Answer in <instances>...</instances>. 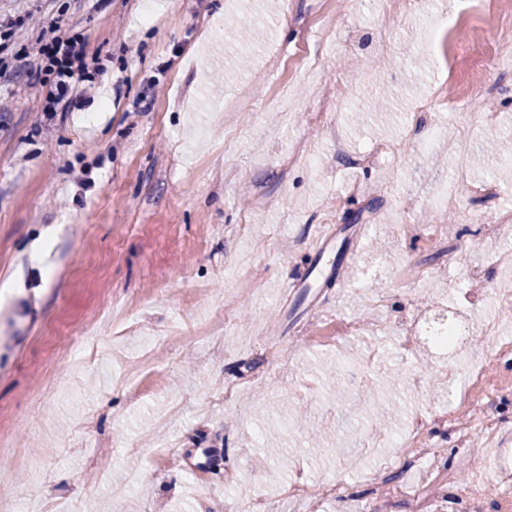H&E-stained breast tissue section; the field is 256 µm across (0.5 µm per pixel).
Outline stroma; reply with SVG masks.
<instances>
[{"instance_id": "obj_1", "label": "stroma", "mask_w": 512, "mask_h": 512, "mask_svg": "<svg viewBox=\"0 0 512 512\" xmlns=\"http://www.w3.org/2000/svg\"><path fill=\"white\" fill-rule=\"evenodd\" d=\"M449 12L477 41L512 28V0H422L413 20L383 17L379 0H156L150 12L143 0H0V16L83 33L102 67L74 112L0 83V435L27 453L22 465L0 454V512H232L254 494L266 512H363L381 458L386 482L415 486L433 467L481 486L486 512H512L483 439L460 449L432 433L427 467L393 444L416 412L446 409L464 428L479 404L459 405L425 351L369 362L402 319L455 307L469 287L460 252L486 272L472 355L486 354L493 294L512 295V266L491 260L512 238L486 240L471 221L512 210V154L497 150L512 141V60L489 71L454 41L426 45ZM152 82L161 92L134 111ZM485 84L491 120L475 98ZM379 143L388 159L354 166ZM447 194V247L402 233ZM316 224L333 236L321 257L308 251ZM340 250L357 262L338 265ZM307 274L305 297L283 292ZM376 294L392 307L375 308ZM339 319L363 335L341 336ZM90 322L91 345H73L68 329ZM249 376L252 389L214 405L225 380ZM486 377L512 427V355L492 357ZM165 448L182 468L156 469ZM299 468L343 494L315 510L280 495ZM230 470L240 483H225Z\"/></svg>"}]
</instances>
